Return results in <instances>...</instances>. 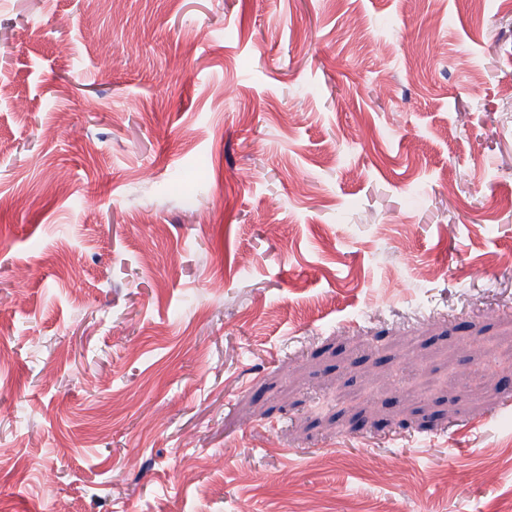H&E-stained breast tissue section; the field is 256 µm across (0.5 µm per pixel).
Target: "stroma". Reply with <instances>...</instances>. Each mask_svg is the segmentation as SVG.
<instances>
[{
    "instance_id": "1",
    "label": "stroma",
    "mask_w": 512,
    "mask_h": 512,
    "mask_svg": "<svg viewBox=\"0 0 512 512\" xmlns=\"http://www.w3.org/2000/svg\"><path fill=\"white\" fill-rule=\"evenodd\" d=\"M0 512H512V0H0Z\"/></svg>"
}]
</instances>
